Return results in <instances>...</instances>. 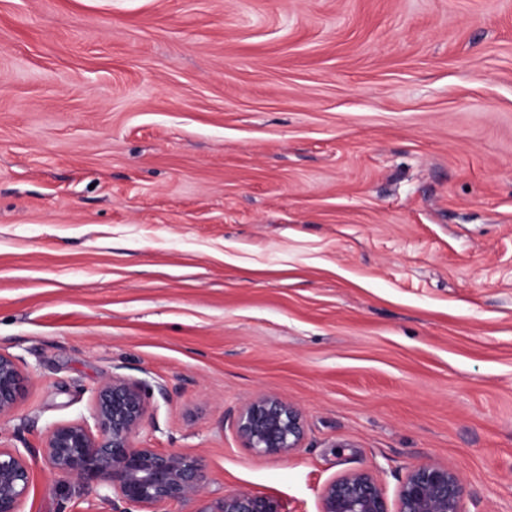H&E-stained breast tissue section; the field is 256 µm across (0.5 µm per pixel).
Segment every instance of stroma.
<instances>
[{
	"label": "stroma",
	"mask_w": 512,
	"mask_h": 512,
	"mask_svg": "<svg viewBox=\"0 0 512 512\" xmlns=\"http://www.w3.org/2000/svg\"><path fill=\"white\" fill-rule=\"evenodd\" d=\"M0 353L6 446L117 367L211 489L434 462L512 512V0H0ZM258 394L296 452L243 447ZM31 467L25 512L94 503ZM26 382L17 360L0 353V420L14 415L24 396ZM235 426L244 447L258 456H287L301 447L304 435L298 410L281 398L264 395L237 413Z\"/></svg>",
	"instance_id": "35a3bbf8"
}]
</instances>
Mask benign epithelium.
<instances>
[{
  "label": "benign epithelium",
  "mask_w": 512,
  "mask_h": 512,
  "mask_svg": "<svg viewBox=\"0 0 512 512\" xmlns=\"http://www.w3.org/2000/svg\"><path fill=\"white\" fill-rule=\"evenodd\" d=\"M26 382L17 360L0 353V420L14 415ZM156 393L167 397L166 386L114 372L94 392L92 422L56 424L37 449L0 445V512H25L28 457L35 453L57 476L95 485L108 512H159L174 503L191 505V512H283L281 501L269 494L210 492L199 456L137 445V434L152 421ZM235 426L244 447L258 456H287L301 447L304 435L298 410L264 395L237 413ZM466 496L457 471L428 463L409 470L391 505L371 472L355 470L324 487L319 512H467Z\"/></svg>",
  "instance_id": "benign-epithelium-1"
}]
</instances>
